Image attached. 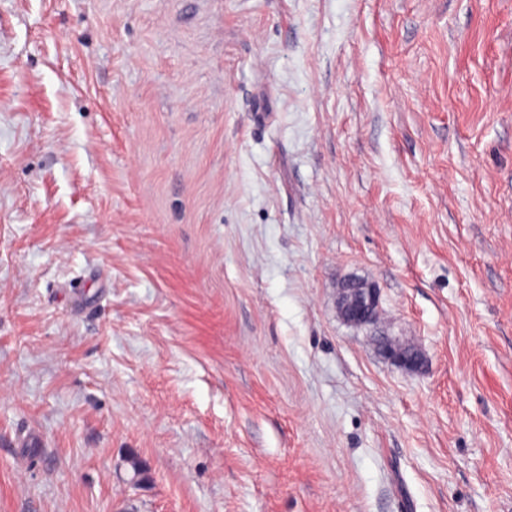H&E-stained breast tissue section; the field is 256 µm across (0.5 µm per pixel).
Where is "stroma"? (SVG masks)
I'll use <instances>...</instances> for the list:
<instances>
[{"label": "stroma", "mask_w": 512, "mask_h": 512, "mask_svg": "<svg viewBox=\"0 0 512 512\" xmlns=\"http://www.w3.org/2000/svg\"><path fill=\"white\" fill-rule=\"evenodd\" d=\"M0 512H512V0H0ZM380 292L373 286L349 280L340 289L338 308L343 319L351 324L370 325L375 322ZM381 345H383L381 350L383 355L400 367L413 371L422 365L423 357L417 349L403 346L390 338H382L378 347Z\"/></svg>", "instance_id": "35a3bbf8"}]
</instances>
